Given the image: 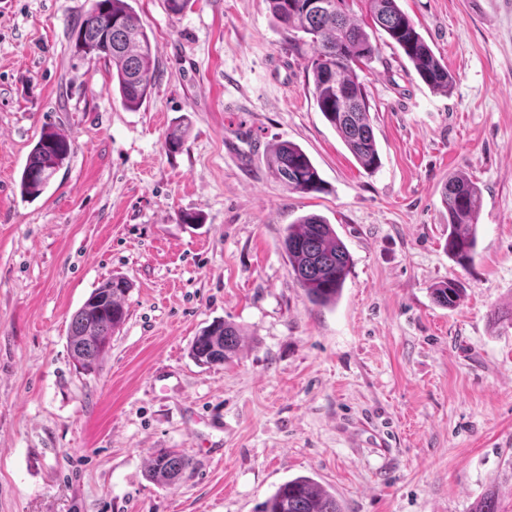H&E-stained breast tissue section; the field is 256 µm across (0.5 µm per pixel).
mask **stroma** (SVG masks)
<instances>
[{
	"label": "stroma",
	"mask_w": 512,
	"mask_h": 512,
	"mask_svg": "<svg viewBox=\"0 0 512 512\" xmlns=\"http://www.w3.org/2000/svg\"><path fill=\"white\" fill-rule=\"evenodd\" d=\"M130 3L160 71L136 110L72 47L93 0H0V512H259L297 476L345 512H471L490 490L512 512V0H398L453 74L446 93L347 0L376 47L361 71L374 172L319 112L311 49L288 44L265 0ZM49 128L69 162L22 198ZM281 141L322 192L271 177ZM456 174L481 191L465 268L445 250ZM311 213L352 258L332 308L282 249ZM115 274L129 316L86 374L71 318ZM451 278L463 293L448 309L431 290ZM216 320L243 342L202 367L190 345ZM161 448L192 461L169 488L146 472Z\"/></svg>",
	"instance_id": "stroma-1"
}]
</instances>
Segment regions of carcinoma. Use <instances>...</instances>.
<instances>
[{"mask_svg":"<svg viewBox=\"0 0 512 512\" xmlns=\"http://www.w3.org/2000/svg\"><path fill=\"white\" fill-rule=\"evenodd\" d=\"M269 12L298 46L312 49L307 68L312 74V94L319 111L336 130L351 154L366 169L381 163L360 65L376 53L369 34L347 14V0H265ZM376 29L400 47L420 79L434 90L447 91L453 81L448 66L435 57L415 22L397 0H366ZM75 48L85 56L104 61L112 69L122 104L140 107L151 95L158 70L157 50L137 12L127 0H96L76 23ZM68 139L53 130L42 132L23 168L19 188L24 198H36L50 179L69 160ZM271 174L288 192L322 191V179L309 156L295 143L283 141L270 151ZM448 209V255L468 266L475 255V216L481 205L477 186L465 176L448 179L442 189ZM282 249L296 282L309 301L319 307L336 305L351 269V256L332 225L320 215L308 214L286 227ZM129 282L114 275L74 314L68 347L78 367L91 373L98 369L112 335L127 316ZM442 307L457 305L461 288L450 279L431 289ZM241 330L227 321H215L194 337L190 355L203 366L223 364L239 351ZM191 460L160 449L149 457L148 476L162 486L176 484ZM261 512H344L336 494L306 476L292 478L277 487L262 504Z\"/></svg>","mask_w":512,"mask_h":512,"instance_id":"carcinoma-1","label":"carcinoma"}]
</instances>
